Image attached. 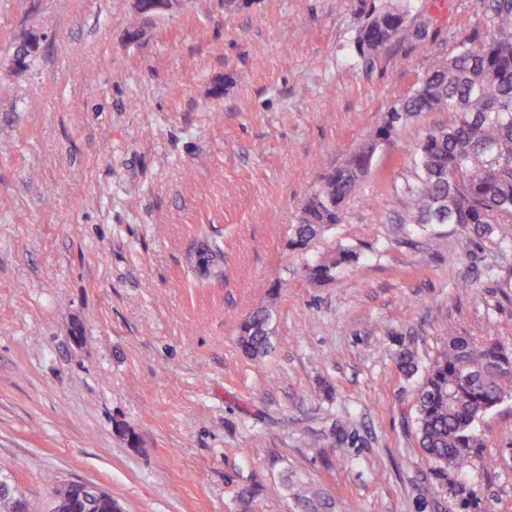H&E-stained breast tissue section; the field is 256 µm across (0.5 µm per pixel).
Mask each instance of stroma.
I'll return each mask as SVG.
<instances>
[{
  "label": "stroma",
  "instance_id": "obj_1",
  "mask_svg": "<svg viewBox=\"0 0 512 512\" xmlns=\"http://www.w3.org/2000/svg\"><path fill=\"white\" fill-rule=\"evenodd\" d=\"M400 2L183 0L140 17L134 0H0V463L28 499L46 510L91 483L125 512H238L247 484L255 512H294L290 478L335 512H463L433 488L419 379L394 360L427 365L453 335L512 345V224L481 239L403 221L409 155L452 113L404 124L342 224L288 248L321 174L437 60L494 34L493 0H411L426 37L353 59ZM335 243L364 263L308 283ZM258 310L274 348L254 361L237 327ZM476 429L475 512H512V401Z\"/></svg>",
  "mask_w": 512,
  "mask_h": 512
}]
</instances>
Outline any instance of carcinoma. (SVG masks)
Masks as SVG:
<instances>
[{
	"mask_svg": "<svg viewBox=\"0 0 512 512\" xmlns=\"http://www.w3.org/2000/svg\"><path fill=\"white\" fill-rule=\"evenodd\" d=\"M407 4L378 13L354 41L356 55L369 62L386 46L412 42L422 31L410 24ZM495 35L477 45L462 44L437 61L413 92L387 112L374 138L345 163L328 169L301 204L288 247L306 251L342 223L345 206L369 173L379 143L390 140L411 117L451 112L447 125L430 128L411 154L412 180L405 191L414 201L407 222L422 228L459 224L479 237L497 225L512 224V4L494 5ZM361 261L352 246L337 245L305 266L314 284L336 279ZM270 315L256 311L238 326L241 351L256 360L272 348ZM400 371L419 366L408 351L396 354ZM512 399V347L497 340L477 344L453 336L422 371L416 403V435L441 490H449L466 508L477 503L474 491L455 481L470 467L471 450L483 445L475 424L484 414ZM296 512H331L330 498L299 488ZM256 492H237L240 512H254Z\"/></svg>",
	"mask_w": 512,
	"mask_h": 512,
	"instance_id": "1",
	"label": "carcinoma"
}]
</instances>
